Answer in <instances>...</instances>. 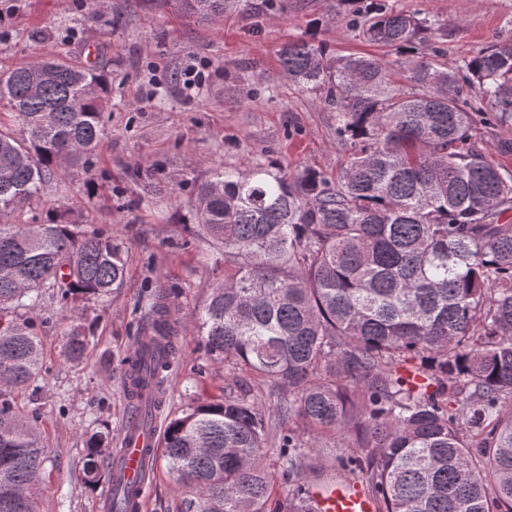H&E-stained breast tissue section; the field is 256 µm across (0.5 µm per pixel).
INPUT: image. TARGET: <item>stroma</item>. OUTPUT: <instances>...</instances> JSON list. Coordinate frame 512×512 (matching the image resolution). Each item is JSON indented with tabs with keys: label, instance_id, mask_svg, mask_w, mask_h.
<instances>
[{
	"label": "stroma",
	"instance_id": "stroma-1",
	"mask_svg": "<svg viewBox=\"0 0 512 512\" xmlns=\"http://www.w3.org/2000/svg\"><path fill=\"white\" fill-rule=\"evenodd\" d=\"M104 2L120 14L118 26L85 23L88 0H0L1 65L64 50L75 60L105 57L112 72V109L91 168L48 183L14 221L58 215L112 233L126 250L122 285L84 305L90 335L80 361L64 355L58 297L45 296L38 315L40 390L19 396L17 405L39 411L49 446L40 512H99L101 490L84 485L82 461L94 434L121 445L133 411L124 393V360L151 322L149 293L171 291L179 336L158 430L189 400L224 394L223 364L210 361L192 333L207 285L224 278L208 241L194 234V185L258 158L330 177L344 166L335 113L282 73L281 46L314 38L341 55L385 53L359 36L352 7H337L336 0H288L284 16L236 14L211 27L185 17L175 0ZM392 2L443 27V60L451 66L496 38L512 37V0ZM189 67L204 73L201 85H187ZM187 495L159 460L143 512H180Z\"/></svg>",
	"mask_w": 512,
	"mask_h": 512
}]
</instances>
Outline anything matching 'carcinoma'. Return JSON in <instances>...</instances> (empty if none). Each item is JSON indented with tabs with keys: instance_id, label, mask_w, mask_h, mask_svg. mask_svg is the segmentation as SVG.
I'll use <instances>...</instances> for the list:
<instances>
[{
	"instance_id": "carcinoma-1",
	"label": "carcinoma",
	"mask_w": 512,
	"mask_h": 512,
	"mask_svg": "<svg viewBox=\"0 0 512 512\" xmlns=\"http://www.w3.org/2000/svg\"><path fill=\"white\" fill-rule=\"evenodd\" d=\"M363 38L396 59L334 55L301 39L282 70L336 113L347 161L331 180L274 161L226 167L196 189L195 219L224 281L193 332L231 382L164 431L169 471L190 489L185 512H312L307 463L332 440L335 473L377 512H512V171L473 141L474 116L512 126V39L453 68L445 32L390 0H360ZM206 25L229 13L287 12V0H178ZM474 93L463 96L464 88ZM112 78L67 55L0 68V218L35 199L100 147ZM114 237L64 221H0V512H39L48 454L39 413L35 321L8 312L57 290L70 305L121 286ZM168 295L154 294L151 343L125 359L136 386H161L177 350ZM65 351L87 348L78 319ZM102 435L88 440L87 486L102 476ZM288 492L274 495L273 449ZM348 448L359 450L353 456Z\"/></svg>"
}]
</instances>
